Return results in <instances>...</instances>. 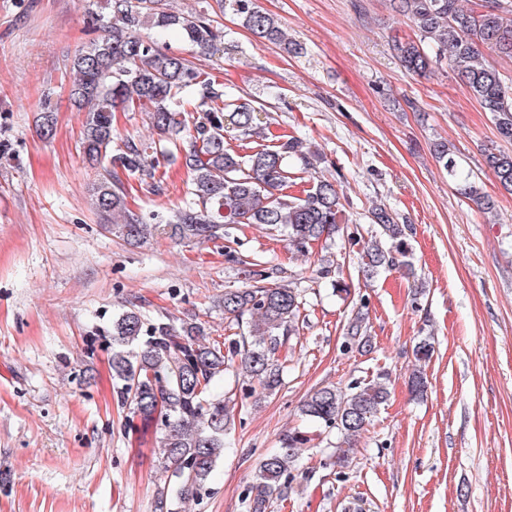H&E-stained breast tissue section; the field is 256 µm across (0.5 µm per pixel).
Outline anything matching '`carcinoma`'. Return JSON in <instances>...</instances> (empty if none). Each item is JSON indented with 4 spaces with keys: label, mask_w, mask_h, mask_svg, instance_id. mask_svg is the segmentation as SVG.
Segmentation results:
<instances>
[{
    "label": "carcinoma",
    "mask_w": 512,
    "mask_h": 512,
    "mask_svg": "<svg viewBox=\"0 0 512 512\" xmlns=\"http://www.w3.org/2000/svg\"><path fill=\"white\" fill-rule=\"evenodd\" d=\"M254 36L287 53L296 51L281 23L254 0H220ZM396 14L409 20L419 39H396L393 51L409 73L427 76L433 64L447 60L448 70L480 107L491 114L498 135L512 141V89L486 62L481 48L512 57V0H482L471 8L462 0H390ZM102 34L80 49L71 61L74 74L70 98L86 113L80 150L91 164L110 167L93 189L104 228L129 243L155 231L178 240L229 239V225H262L287 237L294 252L305 254L310 244L332 240L346 223L337 179L322 177L305 196L285 193L298 169L308 170L310 158L294 137L281 135L274 145L241 153L225 142L226 125L252 136L258 130L257 110L236 104L224 84L187 59L168 52L163 43L143 31H179L205 53L223 39V32L200 11H175L165 0H107ZM145 112L156 138L127 136L115 143L113 114ZM437 162L448 171L458 193L488 210L474 174L462 169L454 146L433 143ZM180 163L190 174L191 201L171 213L162 228L148 224L128 208L126 181L136 179L157 193L160 160ZM485 162L507 191H512V152L492 149ZM383 240L364 250L363 273L368 279L383 267L411 266L407 225L386 207L371 209ZM248 288L224 290V320L246 331L236 338L210 336L195 320L147 321L127 310L112 321V388L129 407L126 423L137 432L151 424L159 430L160 483L155 512H176L174 501H197L224 459V438L235 428L231 400L214 391V384L232 372L265 393L279 392L288 373L290 341L299 335L306 289L275 282L274 272L260 263L243 270ZM348 344L372 348L365 317L358 312L346 329ZM416 368L408 378L411 394L425 388L422 365L431 361L434 346L420 340L413 349ZM387 375L347 387L327 385L314 390L299 408L306 422L336 431L334 463L347 461L355 442L387 402ZM309 431L294 427L283 434L281 446L258 463L246 492L249 512H268L273 497L295 478L300 452L309 447Z\"/></svg>",
    "instance_id": "cac0c4a2"
}]
</instances>
